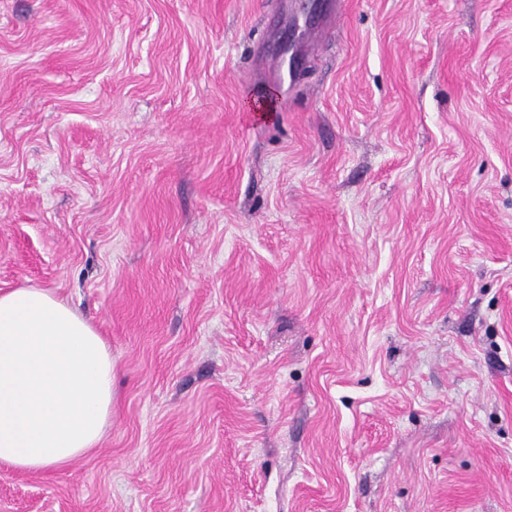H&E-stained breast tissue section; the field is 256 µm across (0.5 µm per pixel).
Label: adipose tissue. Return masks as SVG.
Wrapping results in <instances>:
<instances>
[{
    "instance_id": "obj_1",
    "label": "adipose tissue",
    "mask_w": 512,
    "mask_h": 512,
    "mask_svg": "<svg viewBox=\"0 0 512 512\" xmlns=\"http://www.w3.org/2000/svg\"><path fill=\"white\" fill-rule=\"evenodd\" d=\"M112 417V354L45 288L0 292V464L67 466L98 448Z\"/></svg>"
}]
</instances>
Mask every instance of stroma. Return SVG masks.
Returning <instances> with one entry per match:
<instances>
[{
	"label": "stroma",
	"mask_w": 512,
	"mask_h": 512,
	"mask_svg": "<svg viewBox=\"0 0 512 512\" xmlns=\"http://www.w3.org/2000/svg\"><path fill=\"white\" fill-rule=\"evenodd\" d=\"M29 286L112 419L0 512H512V0H0Z\"/></svg>",
	"instance_id": "stroma-1"
}]
</instances>
